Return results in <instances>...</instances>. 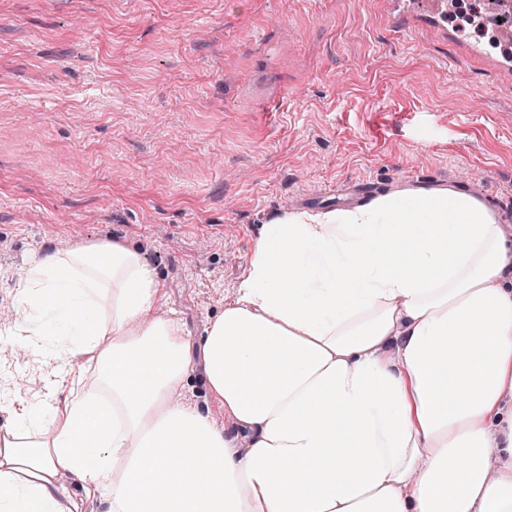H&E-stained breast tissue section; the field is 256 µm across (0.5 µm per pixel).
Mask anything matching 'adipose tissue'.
<instances>
[{
	"label": "adipose tissue",
	"instance_id": "adipose-tissue-1",
	"mask_svg": "<svg viewBox=\"0 0 512 512\" xmlns=\"http://www.w3.org/2000/svg\"><path fill=\"white\" fill-rule=\"evenodd\" d=\"M122 241L34 255L26 351L64 406L8 402L0 512H512V240L455 186L392 189L262 225L198 341ZM202 359L217 426L174 390ZM61 493L66 497L82 502V512H99L98 502L84 495V482L75 474H64L59 479Z\"/></svg>",
	"mask_w": 512,
	"mask_h": 512
}]
</instances>
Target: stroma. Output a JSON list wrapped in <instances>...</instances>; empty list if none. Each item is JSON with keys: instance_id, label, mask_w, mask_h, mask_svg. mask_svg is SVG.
Listing matches in <instances>:
<instances>
[{"instance_id": "obj_1", "label": "stroma", "mask_w": 512, "mask_h": 512, "mask_svg": "<svg viewBox=\"0 0 512 512\" xmlns=\"http://www.w3.org/2000/svg\"><path fill=\"white\" fill-rule=\"evenodd\" d=\"M435 0H0V308L30 255L133 244L190 340L296 200L456 185L512 226V66ZM0 317V391L30 363ZM175 401L216 423L195 364Z\"/></svg>"}]
</instances>
